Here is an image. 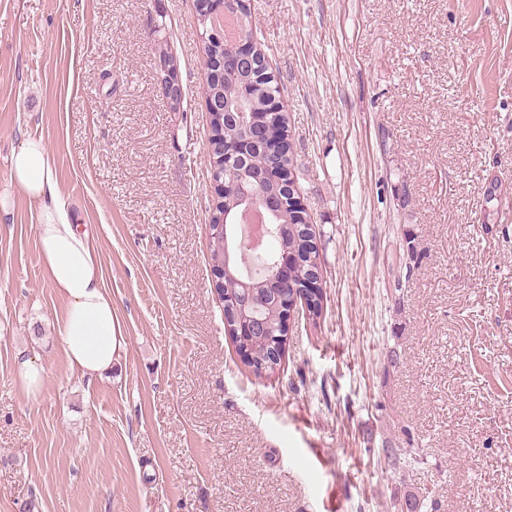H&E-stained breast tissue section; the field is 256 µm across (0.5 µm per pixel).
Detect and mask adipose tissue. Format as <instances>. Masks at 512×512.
Segmentation results:
<instances>
[{
    "instance_id": "1",
    "label": "adipose tissue",
    "mask_w": 512,
    "mask_h": 512,
    "mask_svg": "<svg viewBox=\"0 0 512 512\" xmlns=\"http://www.w3.org/2000/svg\"><path fill=\"white\" fill-rule=\"evenodd\" d=\"M10 179L41 204L38 236L42 263L53 288L66 301L57 326L64 353L81 375H102L111 370L119 346L112 298L104 286L93 238L69 219L42 138H26L13 151Z\"/></svg>"
}]
</instances>
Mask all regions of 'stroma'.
I'll use <instances>...</instances> for the list:
<instances>
[{"instance_id":"35a3bbf8","label":"stroma","mask_w":512,"mask_h":512,"mask_svg":"<svg viewBox=\"0 0 512 512\" xmlns=\"http://www.w3.org/2000/svg\"><path fill=\"white\" fill-rule=\"evenodd\" d=\"M250 13L326 294L270 377L213 291L194 0H0V512H400L417 491L423 512H512V0ZM159 24L180 112L155 86ZM29 136L112 298L120 346L90 381L56 334L38 207L9 178ZM22 351L47 375L35 398ZM20 352L17 355V378L19 386L28 397H38L45 386L46 374L44 368L35 356Z\"/></svg>"}]
</instances>
